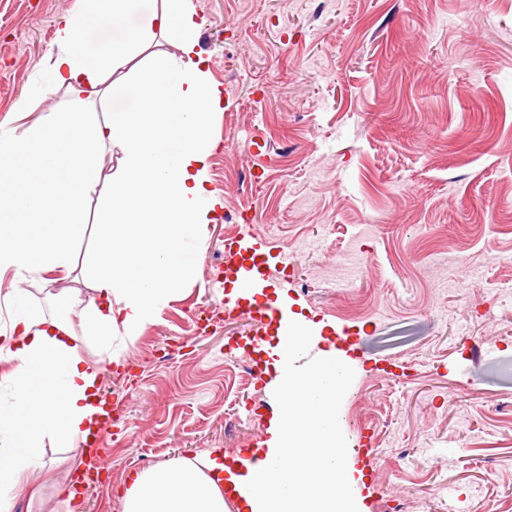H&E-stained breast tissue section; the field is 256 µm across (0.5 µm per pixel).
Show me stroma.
Instances as JSON below:
<instances>
[{"instance_id":"35a3bbf8","label":"stroma","mask_w":512,"mask_h":512,"mask_svg":"<svg viewBox=\"0 0 512 512\" xmlns=\"http://www.w3.org/2000/svg\"><path fill=\"white\" fill-rule=\"evenodd\" d=\"M77 0H0V121ZM224 92L193 284L107 366L121 420L79 512H122L132 473L190 452L261 453L272 373L265 293L321 336H347L342 428L375 449L357 512H512V0H193ZM97 205L70 273L33 301L95 292ZM259 244L262 296L229 303L225 248ZM79 448L45 447L42 498L66 512Z\"/></svg>"}]
</instances>
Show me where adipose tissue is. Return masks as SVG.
Segmentation results:
<instances>
[{
  "mask_svg": "<svg viewBox=\"0 0 512 512\" xmlns=\"http://www.w3.org/2000/svg\"><path fill=\"white\" fill-rule=\"evenodd\" d=\"M205 23L192 0H80L57 17L51 50L0 123V280L11 283L0 295V512L40 496L46 444L92 443L107 415L104 365L120 361L195 277L223 206L209 178L218 148L210 118L223 92L198 49ZM159 38L169 53L152 51ZM59 89L70 96L62 109L36 115ZM111 151L116 180L102 174ZM29 181L49 197L66 189V206L20 223L19 187ZM94 198L95 299L85 309L69 294L34 303L25 283L68 272ZM286 301L279 291L270 302L276 345L259 346L274 356L281 396L263 458L215 448L135 473L119 492L124 512H353L359 459L338 429L350 373L335 347L306 363L309 337L285 345ZM308 473L314 482H299Z\"/></svg>",
  "mask_w": 512,
  "mask_h": 512,
  "instance_id": "1",
  "label": "adipose tissue"
}]
</instances>
